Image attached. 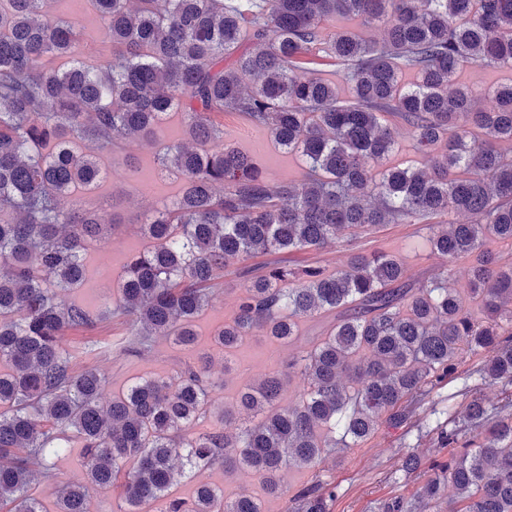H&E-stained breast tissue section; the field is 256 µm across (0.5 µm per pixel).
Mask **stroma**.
<instances>
[{
	"label": "stroma",
	"instance_id": "obj_1",
	"mask_svg": "<svg viewBox=\"0 0 512 512\" xmlns=\"http://www.w3.org/2000/svg\"><path fill=\"white\" fill-rule=\"evenodd\" d=\"M48 16L72 23L80 32L84 56L88 62L100 64L112 55V47L104 34V23L93 0H46ZM190 131L182 116L170 114L157 131L153 143H126L113 148L101 158L107 176L94 190H77L76 196L86 206L111 203L118 224L106 245H88L85 250L86 276L84 282L67 293L69 301L91 314L103 308V282L119 288L122 268L128 257L145 250L150 239L141 230L144 217L173 198L181 186L180 179L169 176L153 180L144 187L145 178H151L156 167L159 149L172 142L190 143ZM224 141L250 155L267 173L271 185L301 179L303 164L294 155L277 147L264 132L256 131L237 114L224 115ZM431 231L421 224H388L369 232L362 238L366 248L395 253L402 257L406 267V281L420 285L431 280L441 260L427 244ZM267 256L259 255L241 263L231 262L224 269V293L196 322L197 342L184 347L165 337H153L141 357L124 356L120 346L127 339L124 318L110 317L90 330H75L65 336V345L77 357L78 367H94L110 382L113 394L125 391L137 378L168 376L179 367L198 363L202 357L212 359L211 372L219 387L214 392L217 402L234 406L240 390L257 382L265 375L281 369L293 356L309 351L330 332L336 323L332 312L301 320L298 332L285 343L270 340L262 330H254L243 341L232 358H225L212 343L216 329L229 321L237 299L243 291L242 267L262 273ZM473 368L472 360L459 362L455 374L447 377L432 391L431 410L416 409L406 425L393 428L381 426L375 436L356 448H347L328 455L317 472L290 468L281 473L283 496L264 499L259 476L250 470L224 469L214 465L202 470L208 482L222 487L225 495L247 493L263 498L265 512H285L287 499L312 477L335 485L336 499L332 512H379L381 505L393 498L416 499L423 480L418 475L406 474L402 458L414 452L422 465L447 460L449 449L439 447L437 429L448 418L462 417L461 390ZM55 480L35 478L34 493L43 501L47 512H53L58 484L82 483L86 472L82 464V450L71 446L53 461Z\"/></svg>",
	"mask_w": 512,
	"mask_h": 512
}]
</instances>
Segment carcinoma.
Wrapping results in <instances>:
<instances>
[{
  "label": "carcinoma",
  "mask_w": 512,
  "mask_h": 512,
  "mask_svg": "<svg viewBox=\"0 0 512 512\" xmlns=\"http://www.w3.org/2000/svg\"><path fill=\"white\" fill-rule=\"evenodd\" d=\"M44 0H0V512H46L34 472L53 477L51 456L76 442L88 483L63 484L56 512H89V488L117 491L116 512H150L168 498L174 462L199 471L224 461L263 477L282 494L286 467L314 469L330 449L398 427L452 375L463 355L483 360L464 386L462 422L440 428L442 448L420 494L448 496L449 512H512V418L478 385L512 386V265L488 242L512 243V79L483 102L452 78L463 67L512 71V0H94L112 45L105 68L84 62L76 28L42 14ZM336 15L380 23L384 37L329 31ZM309 55L341 69L349 89L307 71ZM66 58L65 70L45 67ZM411 72L415 80L401 82ZM249 75L248 88L242 77ZM171 112L195 146L174 144L161 169L181 193L146 216L152 245L130 257L120 293L104 314L126 318V352L151 336L195 343L193 321L224 294V267L258 254L351 247L352 229L384 224L465 222L429 237L445 259L434 279L413 287L393 254L350 251L332 272L281 259L250 278L232 319L215 334L224 363L253 330L286 342L298 320L338 312L336 325L284 371L249 386L237 403L262 421L236 434L231 410H215L206 364L170 377L139 379L102 402L108 379L74 370L70 330L100 318L67 301L83 277V252L116 225L107 208L59 198L93 189L99 157L118 143L147 140ZM235 112L301 157L298 181L269 185L247 154L224 143L215 115ZM408 135L418 166L383 167ZM90 141L94 154L74 145ZM471 263L468 296L448 286L454 264ZM306 389L278 408L292 374ZM217 414L200 434L191 423ZM341 431V438L333 433ZM336 487L320 480L288 500L286 512H330ZM164 512H264L251 495L224 496L200 478L191 501Z\"/></svg>",
  "instance_id": "carcinoma-1"
}]
</instances>
